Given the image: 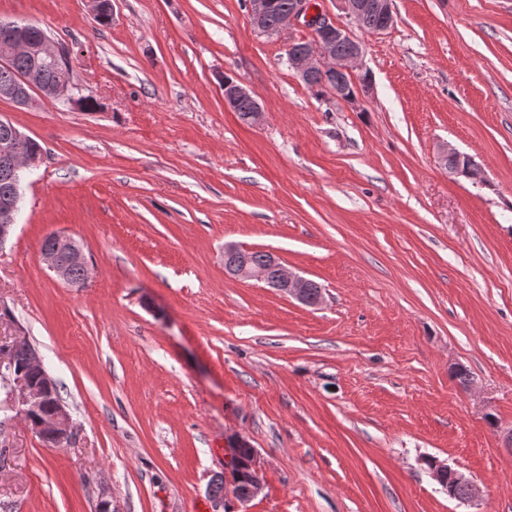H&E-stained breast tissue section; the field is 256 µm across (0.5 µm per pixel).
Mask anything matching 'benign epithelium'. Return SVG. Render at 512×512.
I'll list each match as a JSON object with an SVG mask.
<instances>
[{
    "label": "benign epithelium",
    "mask_w": 512,
    "mask_h": 512,
    "mask_svg": "<svg viewBox=\"0 0 512 512\" xmlns=\"http://www.w3.org/2000/svg\"><path fill=\"white\" fill-rule=\"evenodd\" d=\"M339 9L358 26H363L366 11L372 10L380 18V24L375 32L382 33L394 24L392 0H336ZM275 5L274 0H247L250 22L253 29L264 35L276 36L284 40L288 67L303 81L314 74L335 73L343 80L326 91L336 100L357 104L373 93L372 81H357L356 72L360 70L365 49L361 43H356L354 52L345 57L336 55V42L351 39L349 30L336 23L320 7L318 0H293L290 10L281 16L276 29L268 26V17ZM304 27L311 32L312 38L298 39L293 37V29ZM24 50L43 61H57L70 54V49L54 41L48 36L35 40L30 36V28L24 24L0 21V65H7L15 52ZM77 86L73 75H68L61 81L45 85L41 74L33 69L18 77L16 82L0 90V99H7L19 106H33L40 99H53L77 105L80 95L75 93ZM224 102L249 103L246 123L259 126L265 120V111L250 90L239 80L230 77L223 81ZM28 139V136L18 129H13L12 140L0 143V167L10 170L16 177L12 194L0 202V248L5 245L14 228L17 226V213L21 208L23 187L21 174L38 166L43 157L38 153H21L17 144ZM55 246L40 249V258L45 266L61 280L69 281V266L77 264L89 269L86 249L87 246L75 239L60 233L53 234ZM280 269L281 277L273 285L277 291L298 302L310 306L319 305L323 295L311 302L307 299V289L313 287V281L285 268L273 255H267V264L262 266L244 267L233 270L230 275L236 278L255 280L269 284L268 267ZM10 400L20 406L29 429L37 434L47 436L52 440L51 446L63 447L72 443L75 428L70 414L61 399L54 398V388L49 375L44 380H33L27 370L20 369L10 374L7 382ZM53 401L50 414L41 417L36 413L46 404ZM245 478L249 494L245 499H239L234 494V482L229 473H224V502L232 506H243L256 498L264 489L262 463L257 450H251L244 466ZM432 478L442 487L449 488L454 482L468 488V494L461 499L469 503L479 494L476 484L462 472L444 462L434 461L429 470Z\"/></svg>",
    "instance_id": "1"
}]
</instances>
